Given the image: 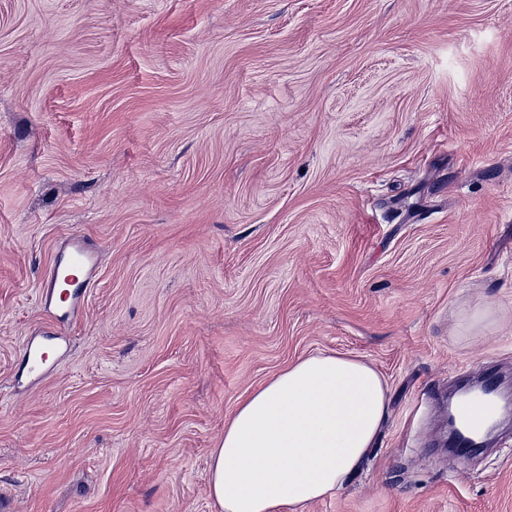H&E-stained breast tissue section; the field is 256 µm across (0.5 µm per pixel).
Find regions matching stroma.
I'll return each instance as SVG.
<instances>
[{
	"label": "stroma",
	"mask_w": 512,
	"mask_h": 512,
	"mask_svg": "<svg viewBox=\"0 0 512 512\" xmlns=\"http://www.w3.org/2000/svg\"><path fill=\"white\" fill-rule=\"evenodd\" d=\"M74 236L96 279L20 378ZM317 351L390 404L305 512H512V428L442 446L512 374V0H0V512H218L225 423ZM487 408L478 404H459L455 411V421L462 428L463 438L458 442V447L470 448L479 445L482 429L486 422Z\"/></svg>",
	"instance_id": "obj_1"
}]
</instances>
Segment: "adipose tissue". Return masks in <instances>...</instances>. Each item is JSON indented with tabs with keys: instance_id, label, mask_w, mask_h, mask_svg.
Returning <instances> with one entry per match:
<instances>
[{
	"instance_id": "ef3b65f1",
	"label": "adipose tissue",
	"mask_w": 512,
	"mask_h": 512,
	"mask_svg": "<svg viewBox=\"0 0 512 512\" xmlns=\"http://www.w3.org/2000/svg\"><path fill=\"white\" fill-rule=\"evenodd\" d=\"M388 406L367 362L307 356L242 399L213 449L209 495L219 512H303L361 467Z\"/></svg>"
}]
</instances>
